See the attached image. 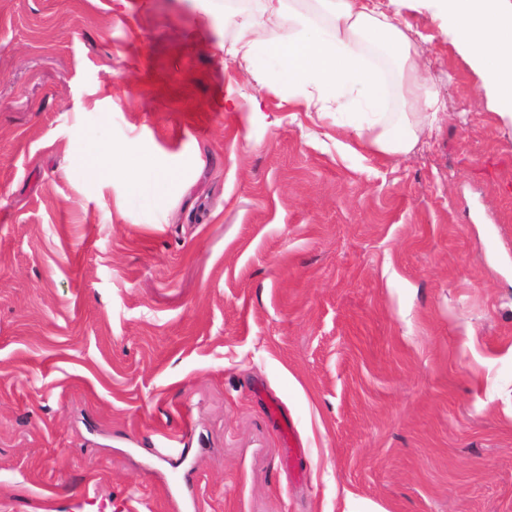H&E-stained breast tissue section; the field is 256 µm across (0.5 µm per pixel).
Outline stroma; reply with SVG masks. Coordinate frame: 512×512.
Returning <instances> with one entry per match:
<instances>
[{
	"label": "stroma",
	"mask_w": 512,
	"mask_h": 512,
	"mask_svg": "<svg viewBox=\"0 0 512 512\" xmlns=\"http://www.w3.org/2000/svg\"><path fill=\"white\" fill-rule=\"evenodd\" d=\"M242 11L0 0V512H512V128L415 5L441 128L348 151ZM88 174L98 181L112 179L116 157L111 145L96 146L80 159ZM122 171L129 183L160 205L167 203L171 187L177 178L174 171L154 165L137 166Z\"/></svg>",
	"instance_id": "stroma-1"
}]
</instances>
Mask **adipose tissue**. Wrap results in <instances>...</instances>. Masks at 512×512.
Wrapping results in <instances>:
<instances>
[{"label": "adipose tissue", "instance_id": "obj_1", "mask_svg": "<svg viewBox=\"0 0 512 512\" xmlns=\"http://www.w3.org/2000/svg\"><path fill=\"white\" fill-rule=\"evenodd\" d=\"M464 48L495 111L512 123V0H431ZM282 32L269 38L272 21ZM241 34L229 50L239 68L263 84L276 61V84L318 120L347 111L346 131L361 147L384 155L409 154L439 120L441 102L420 68L421 49L376 0H254L240 17ZM390 63L395 86L378 77L376 62ZM401 109L388 111L391 94ZM126 180L166 204L174 171L153 165L125 170Z\"/></svg>", "mask_w": 512, "mask_h": 512}]
</instances>
